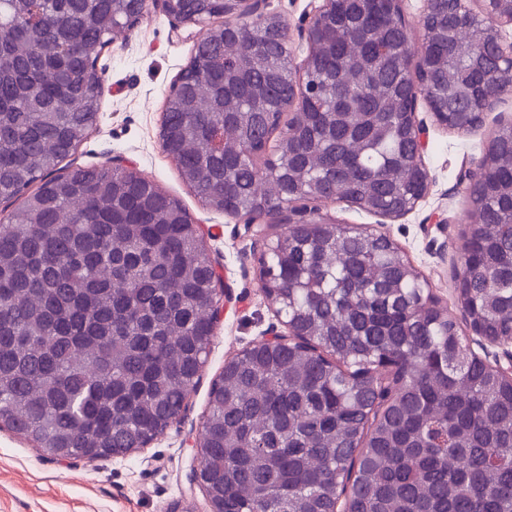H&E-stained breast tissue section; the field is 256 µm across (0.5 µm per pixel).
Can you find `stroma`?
Wrapping results in <instances>:
<instances>
[{"mask_svg": "<svg viewBox=\"0 0 512 512\" xmlns=\"http://www.w3.org/2000/svg\"><path fill=\"white\" fill-rule=\"evenodd\" d=\"M197 32V26L187 25L173 33L168 18L153 13L108 45L97 63L102 85L98 125L71 160L77 166H101L114 156L133 160L207 230L206 245L224 268L226 312L200 382L171 429L123 458L59 463L0 428V512H208L202 489L188 487L193 451L184 440L199 433L210 385L225 359L262 340L277 318L261 290L252 239L236 233L234 219L202 205L159 143L166 95L191 58ZM509 118L512 94L471 131L430 125L424 162L431 193L409 215L385 220L341 201L322 207V217L390 235L428 279L442 306L459 314L454 277L467 225L466 184L460 175L477 172L491 132Z\"/></svg>", "mask_w": 512, "mask_h": 512, "instance_id": "stroma-1", "label": "stroma"}]
</instances>
